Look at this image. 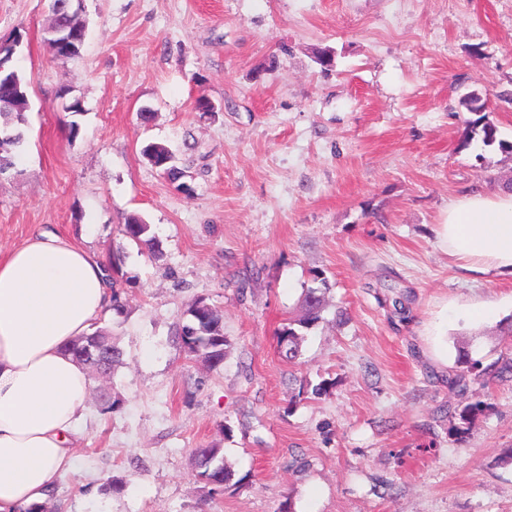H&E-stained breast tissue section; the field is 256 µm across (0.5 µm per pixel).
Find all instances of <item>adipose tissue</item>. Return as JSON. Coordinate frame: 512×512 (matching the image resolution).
<instances>
[{"instance_id": "obj_1", "label": "adipose tissue", "mask_w": 512, "mask_h": 512, "mask_svg": "<svg viewBox=\"0 0 512 512\" xmlns=\"http://www.w3.org/2000/svg\"><path fill=\"white\" fill-rule=\"evenodd\" d=\"M436 236L464 270L512 277V192L456 199ZM111 307L100 258L55 231L0 256V512H33L72 472L91 391L67 347Z\"/></svg>"}]
</instances>
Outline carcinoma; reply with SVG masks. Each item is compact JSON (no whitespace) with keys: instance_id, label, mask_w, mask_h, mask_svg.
I'll return each mask as SVG.
<instances>
[{"instance_id":"carcinoma-1","label":"carcinoma","mask_w":512,"mask_h":512,"mask_svg":"<svg viewBox=\"0 0 512 512\" xmlns=\"http://www.w3.org/2000/svg\"><path fill=\"white\" fill-rule=\"evenodd\" d=\"M10 91L6 85H0V125L11 127L14 133L11 138L0 142V173L14 168V157L23 141L20 125L24 122V113L17 104L9 99ZM460 106L469 112L479 113L481 117L469 123L466 132L467 139H477L483 149L499 148L512 154V144L497 140L498 129L489 117L483 114L484 104L476 91H471L459 101ZM143 157L159 172L172 182L183 177V172L175 165L173 152L160 143H148L142 148ZM124 235L142 250L153 251L158 247L157 239L150 233V225L139 217H128L123 224ZM305 315L298 320H290L278 329L276 333L279 352L286 359L293 361L299 356V348L303 335L298 328H307L317 323L321 318L323 298L321 289L308 288L304 293ZM188 318L175 326V338L184 348L188 357L200 360L210 368L216 369L224 363L223 317L219 310L203 299L195 300L187 311ZM457 364L466 368V372L479 379L486 374L482 361L474 359L470 353H460ZM490 409V404L478 401L464 406L458 413L461 425L455 427L458 433L469 429L476 415ZM199 476L209 487V492L215 493L224 489L232 480L233 473L224 464L222 449L197 448L194 451Z\"/></svg>"}]
</instances>
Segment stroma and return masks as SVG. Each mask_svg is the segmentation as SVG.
I'll use <instances>...</instances> for the list:
<instances>
[{
    "instance_id": "obj_1",
    "label": "stroma",
    "mask_w": 512,
    "mask_h": 512,
    "mask_svg": "<svg viewBox=\"0 0 512 512\" xmlns=\"http://www.w3.org/2000/svg\"><path fill=\"white\" fill-rule=\"evenodd\" d=\"M83 6L86 43L61 62L45 44L49 0H0L29 101L0 175V251L50 228L125 257V311L101 317L123 357L91 377L118 406L88 414L50 512H198L202 499L207 512H512L499 329L512 278L461 269L433 231L455 198L512 182V156L465 142L459 105L479 92L512 142V0ZM199 97L215 112L194 111ZM149 142L172 150L182 185L143 158ZM128 215L150 224L158 253L123 235ZM321 282L322 318L288 361L276 331ZM390 285L410 321L379 307ZM199 298L224 316L216 369L173 336ZM477 303L493 306L489 321H468ZM467 347L492 371L459 391L448 377ZM323 381L322 397L299 396ZM483 398L492 410L454 434L455 409ZM200 447L222 449L233 472L209 498ZM110 478L123 491H106Z\"/></svg>"
}]
</instances>
